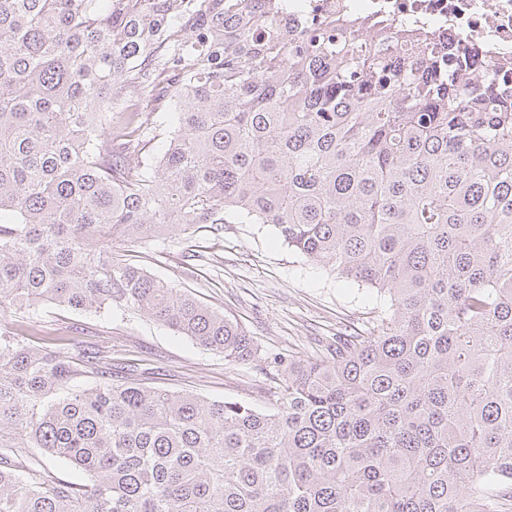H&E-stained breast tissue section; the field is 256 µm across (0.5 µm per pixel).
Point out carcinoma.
<instances>
[{"label": "carcinoma", "instance_id": "obj_1", "mask_svg": "<svg viewBox=\"0 0 512 512\" xmlns=\"http://www.w3.org/2000/svg\"><path fill=\"white\" fill-rule=\"evenodd\" d=\"M266 2L0 0V309L132 308L256 361L238 323L116 251L232 215L376 290V325L277 360L268 410L115 380L108 351L56 336L0 339V512L512 494V85L402 26L290 34ZM32 448L89 483L27 467Z\"/></svg>", "mask_w": 512, "mask_h": 512}]
</instances>
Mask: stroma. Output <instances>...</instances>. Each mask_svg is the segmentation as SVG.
Listing matches in <instances>:
<instances>
[{
	"label": "stroma",
	"mask_w": 512,
	"mask_h": 512,
	"mask_svg": "<svg viewBox=\"0 0 512 512\" xmlns=\"http://www.w3.org/2000/svg\"><path fill=\"white\" fill-rule=\"evenodd\" d=\"M138 250L155 277L238 322L259 345L260 360L226 361L131 310L98 316L47 303L28 322L73 343L111 347L113 369L147 372L152 384L267 408L283 380L275 356L304 359L338 334L367 335L381 311L375 291L309 264L263 224H228L220 233L201 228Z\"/></svg>",
	"instance_id": "35a3bbf8"
}]
</instances>
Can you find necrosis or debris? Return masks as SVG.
Segmentation results:
<instances>
[{"label":"necrosis or debris","instance_id":"4bbe7bcc","mask_svg":"<svg viewBox=\"0 0 512 512\" xmlns=\"http://www.w3.org/2000/svg\"><path fill=\"white\" fill-rule=\"evenodd\" d=\"M289 29L320 30L343 14L390 26H412L434 40L457 39L458 52L481 64L512 65V0H279Z\"/></svg>","mask_w":512,"mask_h":512}]
</instances>
